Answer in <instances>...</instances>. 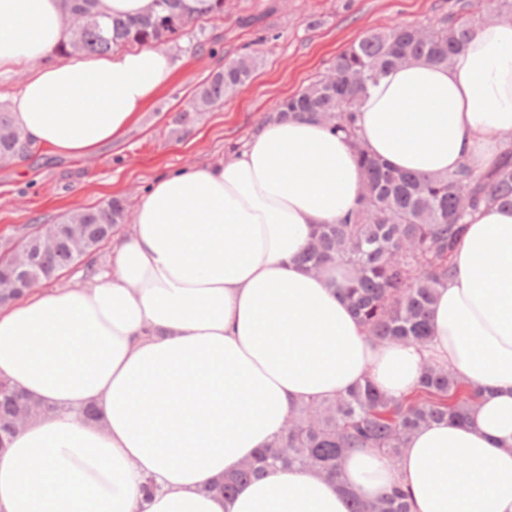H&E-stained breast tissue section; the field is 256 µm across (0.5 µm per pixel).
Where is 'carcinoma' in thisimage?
I'll return each mask as SVG.
<instances>
[{"label":"carcinoma","mask_w":512,"mask_h":512,"mask_svg":"<svg viewBox=\"0 0 512 512\" xmlns=\"http://www.w3.org/2000/svg\"><path fill=\"white\" fill-rule=\"evenodd\" d=\"M64 3L65 17L80 14L84 25L77 37L55 50L60 58L170 43L194 21L224 14L223 0H155L156 9L145 16L105 21L96 10L97 0ZM483 22L482 17L444 18L429 25L425 35L419 27L404 24L371 32L336 55L303 91L283 99L274 118L321 121L356 140L361 94L368 84L392 67L419 59L449 64ZM256 61L242 55L224 63L196 92L179 121L223 103L250 80ZM28 155L29 146L14 129L10 113L0 107V163ZM356 160L363 177L356 207L334 224L317 225L299 261L308 270L350 267L344 295L372 339L425 345L431 338L429 313L436 288L453 274L452 259L469 218L482 206H512V143L504 142L499 162L490 169L464 162L443 176L407 173L362 147ZM125 218L122 201L113 199L32 232L25 239L38 251L31 276L41 283L56 277L94 253ZM47 233L59 235L52 252L39 249V239ZM475 400L476 393L449 368L427 364L416 388L399 400L368 382L338 399L301 404L272 442L209 490L230 500L241 486L271 468H313L341 482L345 470L340 461L350 450L376 448L395 460L408 434L424 424L464 422ZM31 404L33 399L0 381V450L16 435V422ZM349 512H409L407 495L399 488L374 500L354 495Z\"/></svg>","instance_id":"obj_1"}]
</instances>
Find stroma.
<instances>
[{
	"mask_svg": "<svg viewBox=\"0 0 512 512\" xmlns=\"http://www.w3.org/2000/svg\"><path fill=\"white\" fill-rule=\"evenodd\" d=\"M455 2L224 0L222 16L193 24L170 43L174 79L123 137L89 156L63 157L40 147L26 160L0 164V241L19 244L30 229L115 197L135 210L157 177L242 149L280 100L325 73L352 43L396 23L427 25L454 12ZM249 16L255 25L242 26ZM246 53L257 57L250 81L193 122L175 123L214 71Z\"/></svg>",
	"mask_w": 512,
	"mask_h": 512,
	"instance_id": "35a3bbf8",
	"label": "stroma"
}]
</instances>
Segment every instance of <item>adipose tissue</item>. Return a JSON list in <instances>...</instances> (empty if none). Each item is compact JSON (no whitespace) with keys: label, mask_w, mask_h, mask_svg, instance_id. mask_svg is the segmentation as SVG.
Segmentation results:
<instances>
[{"label":"adipose tissue","mask_w":512,"mask_h":512,"mask_svg":"<svg viewBox=\"0 0 512 512\" xmlns=\"http://www.w3.org/2000/svg\"><path fill=\"white\" fill-rule=\"evenodd\" d=\"M63 0H0V71L34 65L6 97L32 147L83 157L167 88L162 46L53 63ZM358 141L325 124L268 123L216 165L155 180L91 284L0 307V378L49 406L0 454V512H348L393 488L410 512H512V208H480L436 290L431 341L376 343L339 297L346 266L296 258L356 206L363 146L391 166L486 169L512 131V21L478 27L449 64L386 71L362 95ZM445 365L479 398L466 423L412 432L398 462L353 451L339 483L265 472L210 493L280 433L292 407L373 383L409 394ZM95 406L96 423L81 411Z\"/></svg>","instance_id":"ef3b65f1"}]
</instances>
